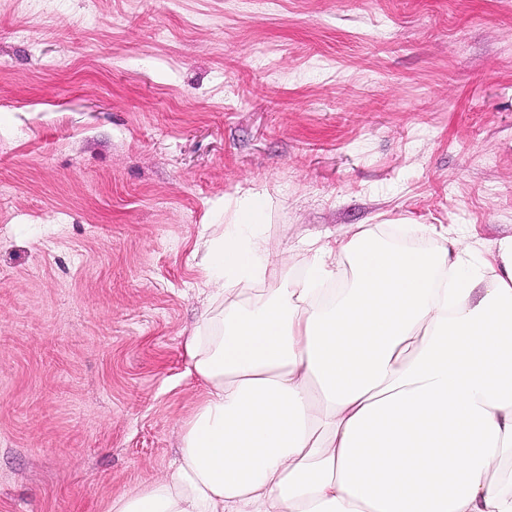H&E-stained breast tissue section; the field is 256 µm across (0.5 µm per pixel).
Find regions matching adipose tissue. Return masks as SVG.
<instances>
[{"mask_svg":"<svg viewBox=\"0 0 512 512\" xmlns=\"http://www.w3.org/2000/svg\"><path fill=\"white\" fill-rule=\"evenodd\" d=\"M269 203L207 243L224 307L185 342L206 394L178 459L108 512H512V236L477 268L456 238L313 239L245 305L287 264L254 232Z\"/></svg>","mask_w":512,"mask_h":512,"instance_id":"obj_1","label":"adipose tissue"}]
</instances>
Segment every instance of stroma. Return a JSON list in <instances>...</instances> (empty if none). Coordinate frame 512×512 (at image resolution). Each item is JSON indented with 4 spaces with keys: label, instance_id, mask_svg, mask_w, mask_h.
Here are the masks:
<instances>
[{
    "label": "stroma",
    "instance_id": "obj_1",
    "mask_svg": "<svg viewBox=\"0 0 512 512\" xmlns=\"http://www.w3.org/2000/svg\"><path fill=\"white\" fill-rule=\"evenodd\" d=\"M512 236V0H0V512H107L205 395L213 224Z\"/></svg>",
    "mask_w": 512,
    "mask_h": 512
}]
</instances>
